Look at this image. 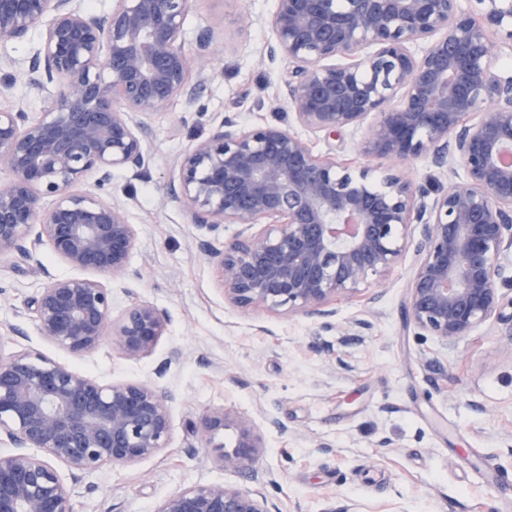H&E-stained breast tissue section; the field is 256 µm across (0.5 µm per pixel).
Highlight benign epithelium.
I'll return each mask as SVG.
<instances>
[{
    "label": "benign epithelium",
    "instance_id": "7a95c632",
    "mask_svg": "<svg viewBox=\"0 0 512 512\" xmlns=\"http://www.w3.org/2000/svg\"><path fill=\"white\" fill-rule=\"evenodd\" d=\"M195 0H0V42L42 31L23 75L43 111L0 108V257L36 260L45 247L80 276L44 281L26 308L41 336L73 357L106 340L125 359L151 355L169 317L131 300L112 315L104 277L124 274L136 238L125 206L102 189L146 162L144 116L193 102L212 77L211 30L183 46ZM275 0L261 61L288 63V122L327 138L366 128L350 168L317 156L277 123L248 129L229 115L175 161L161 204L176 203L210 236L200 243L235 305L302 314L335 328L330 305L382 288L403 254L418 257L408 318L455 349L512 308V0ZM428 160L448 186L430 196L410 165ZM52 199L50 207L42 204ZM234 236L217 247L224 226ZM173 395L154 381L102 383L37 352L0 356V512H73L72 479L130 466L169 447ZM219 462H256L246 415L210 412L200 431ZM155 512H272L258 492L196 484Z\"/></svg>",
    "mask_w": 512,
    "mask_h": 512
}]
</instances>
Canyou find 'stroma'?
Here are the masks:
<instances>
[{
    "mask_svg": "<svg viewBox=\"0 0 512 512\" xmlns=\"http://www.w3.org/2000/svg\"><path fill=\"white\" fill-rule=\"evenodd\" d=\"M273 10L274 0H196L183 45L195 53L201 31H213L214 77L194 103L147 116L145 166L115 171L106 190L137 229L128 271L106 281L112 312L134 298L165 309L155 353L128 361L106 341L75 358L40 336L24 309L40 266L72 273L44 250L38 266L0 261V355L38 352L103 382L154 380L174 396L169 448L71 482L74 512H155L169 495L216 482L261 491L278 512H340L349 501L365 512H498L486 477H512V354L486 324L454 350L420 335L406 315L413 252L381 294L337 300L349 333H325L299 315L226 302L200 251L203 231L160 203L177 157L225 113L244 128L287 123L277 96L287 66L259 61ZM218 408L252 418L263 440L255 470L222 469L220 449L197 432Z\"/></svg>",
    "mask_w": 512,
    "mask_h": 512,
    "instance_id": "35a3bbf8",
    "label": "stroma"
}]
</instances>
